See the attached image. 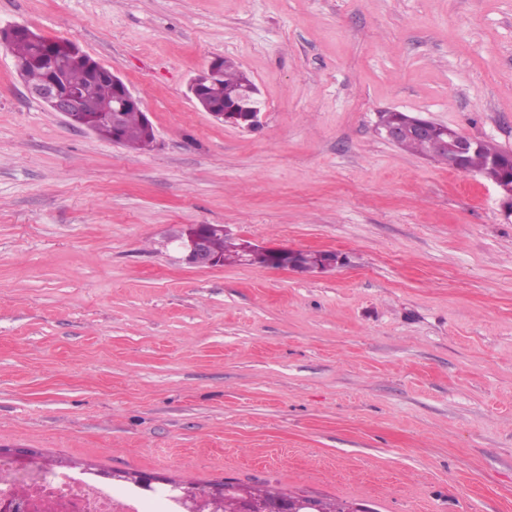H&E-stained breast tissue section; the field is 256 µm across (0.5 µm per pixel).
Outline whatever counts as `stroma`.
I'll use <instances>...</instances> for the list:
<instances>
[{
  "label": "stroma",
  "instance_id": "stroma-1",
  "mask_svg": "<svg viewBox=\"0 0 512 512\" xmlns=\"http://www.w3.org/2000/svg\"><path fill=\"white\" fill-rule=\"evenodd\" d=\"M144 101L136 152L29 97L0 47V448L366 512H512V221L376 130L512 151V0H0ZM234 60L248 131L189 83ZM332 250L316 276L181 261L171 235ZM220 57L213 59L207 67L197 74L190 84V92L197 108L207 112L213 118L221 117L224 125L240 129H255L261 122V107L257 98L256 85H249L239 95L240 102L226 107L218 106L211 101V88L216 86L217 79L220 91L225 98L233 97L239 89L252 80L230 59Z\"/></svg>",
  "mask_w": 512,
  "mask_h": 512
}]
</instances>
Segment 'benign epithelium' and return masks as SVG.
Wrapping results in <instances>:
<instances>
[{
  "label": "benign epithelium",
  "instance_id": "benign-epithelium-1",
  "mask_svg": "<svg viewBox=\"0 0 512 512\" xmlns=\"http://www.w3.org/2000/svg\"><path fill=\"white\" fill-rule=\"evenodd\" d=\"M19 35L29 36L42 47V61L47 68V76L42 84L26 86L28 94L44 103L51 111L60 114L73 128L92 131L86 114L97 111V108L84 89L64 83L56 67L57 54L64 52L70 61L86 66L94 77L112 81L116 90L115 103L111 112L100 117V122L112 127V143H119L123 113L144 111L142 98L104 64L82 51L74 40H60L39 33L35 35L24 26H6L0 27V44L7 45ZM220 65L221 58H215L192 79L190 92L196 107L214 118H222L226 125L248 130L257 128L261 122V107L256 86L245 87L239 95V101L225 107L211 101V88L216 86ZM380 135L394 144L407 136L417 137L427 143L429 155L446 154L459 163L468 155L483 150L487 145L486 141L467 137L456 128L428 118L412 116L397 117L391 124L380 128ZM475 175L498 193L503 212L511 218L512 153L500 149L490 152L483 168L475 172ZM174 242L184 254L186 264L200 269L222 266V261L210 249L205 235V225L187 226L174 238ZM283 251V247L262 246L245 240L241 243V261L248 266L260 267L262 260ZM289 254L291 262L288 263L287 269L300 273L324 274L335 269L341 260L338 253L323 250L316 265L306 268L297 260L298 251L291 250ZM182 492L183 498L192 502L199 496L209 501L224 499V488L220 485H212L204 491L187 486Z\"/></svg>",
  "mask_w": 512,
  "mask_h": 512
}]
</instances>
